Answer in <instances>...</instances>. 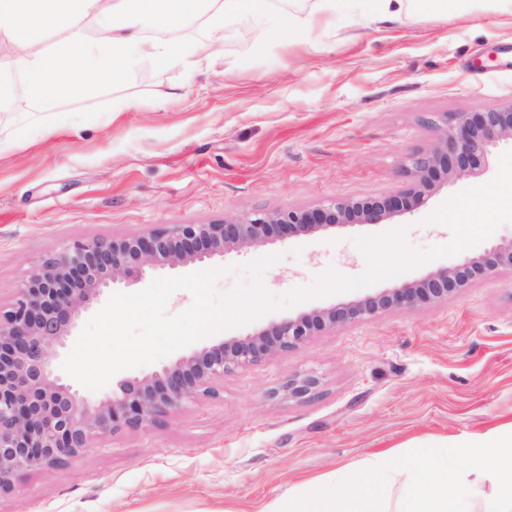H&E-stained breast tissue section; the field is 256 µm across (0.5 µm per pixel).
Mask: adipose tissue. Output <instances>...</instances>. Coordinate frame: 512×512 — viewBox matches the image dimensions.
<instances>
[{
  "label": "adipose tissue",
  "mask_w": 512,
  "mask_h": 512,
  "mask_svg": "<svg viewBox=\"0 0 512 512\" xmlns=\"http://www.w3.org/2000/svg\"><path fill=\"white\" fill-rule=\"evenodd\" d=\"M336 7L337 0H315L309 13L285 15L278 32L304 41ZM228 13L261 27L268 21L269 0H0V37L18 48L12 70L0 71V104L21 111L120 83L136 55L164 67L201 63L223 39ZM187 15L199 20L198 37L152 38L135 23L146 17L168 30ZM46 32L60 36L49 48L42 41ZM18 75L24 79L20 89Z\"/></svg>",
  "instance_id": "1"
}]
</instances>
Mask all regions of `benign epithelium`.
Listing matches in <instances>:
<instances>
[{
	"mask_svg": "<svg viewBox=\"0 0 512 512\" xmlns=\"http://www.w3.org/2000/svg\"><path fill=\"white\" fill-rule=\"evenodd\" d=\"M512 142V104L483 112H457L433 150L411 159L413 182L383 197L335 200L311 209L258 212L222 224H167L147 236L75 240L46 255L18 289L11 307L0 309V493L15 490L21 471L58 467L92 447L97 439L165 423L201 395H216L224 373L257 364L311 337L351 322L407 307L432 304L489 277L512 270V244L463 256L423 279L313 309L269 328L195 350L144 376L121 380L109 395L91 400L58 372L81 313L105 290L137 282L150 271L201 265L229 250L290 240L343 226L354 217L379 223L426 203L443 173L467 177L492 149ZM313 375L291 378L283 391L295 399L313 395Z\"/></svg>",
	"mask_w": 512,
	"mask_h": 512,
	"instance_id": "benign-epithelium-1",
	"label": "benign epithelium"
}]
</instances>
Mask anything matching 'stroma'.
Instances as JSON below:
<instances>
[{"label": "stroma", "instance_id": "1", "mask_svg": "<svg viewBox=\"0 0 512 512\" xmlns=\"http://www.w3.org/2000/svg\"><path fill=\"white\" fill-rule=\"evenodd\" d=\"M512 104V6L448 0L371 21L337 9L301 43L240 16L189 70L135 59L121 85L19 112L0 106V305L30 270L74 240L149 235L165 224H220L254 212L382 196L410 182L403 165L432 148L448 115ZM502 144L468 178L440 176L427 202L380 224L231 251L229 269L276 254L275 296L333 269L361 274L360 235L407 227L417 249L451 243L430 214L498 173ZM313 298L200 339L207 346L299 313L360 298ZM318 378L316 394H280ZM159 427L95 441L65 466L32 471L0 496V512H255L316 483L336 484L384 454L467 443L512 427V271L448 299L326 331L225 374ZM318 386V379L315 376L307 375L302 378L288 379L282 388L288 394V397L305 399L313 395Z\"/></svg>", "mask_w": 512, "mask_h": 512}]
</instances>
